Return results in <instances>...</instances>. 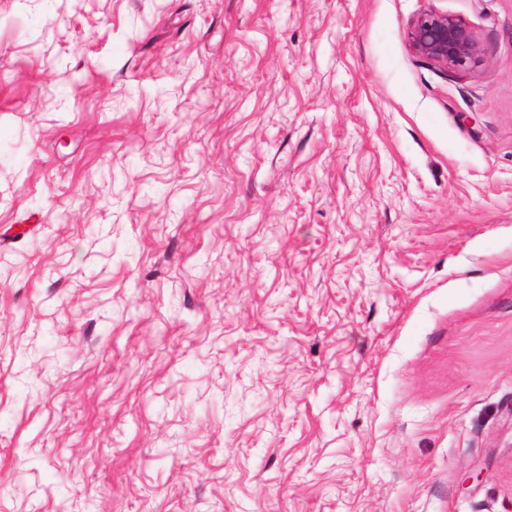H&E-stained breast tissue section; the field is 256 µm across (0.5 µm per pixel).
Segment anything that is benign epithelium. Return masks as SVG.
I'll return each mask as SVG.
<instances>
[{
  "mask_svg": "<svg viewBox=\"0 0 512 512\" xmlns=\"http://www.w3.org/2000/svg\"><path fill=\"white\" fill-rule=\"evenodd\" d=\"M410 46L415 54L455 71L473 68L484 54L474 30L452 16L435 11L414 19Z\"/></svg>",
  "mask_w": 512,
  "mask_h": 512,
  "instance_id": "7a95c632",
  "label": "benign epithelium"
}]
</instances>
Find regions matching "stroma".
<instances>
[{"label": "stroma", "instance_id": "1", "mask_svg": "<svg viewBox=\"0 0 512 512\" xmlns=\"http://www.w3.org/2000/svg\"><path fill=\"white\" fill-rule=\"evenodd\" d=\"M0 512H512V0H0ZM410 46L415 54L455 71L473 68L484 54L474 30L448 14L435 11L414 19Z\"/></svg>", "mask_w": 512, "mask_h": 512}]
</instances>
